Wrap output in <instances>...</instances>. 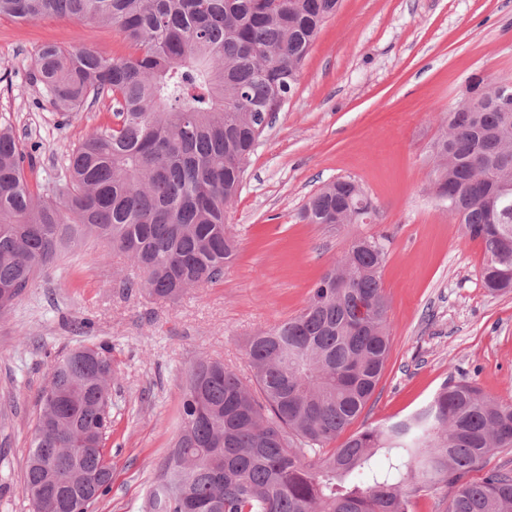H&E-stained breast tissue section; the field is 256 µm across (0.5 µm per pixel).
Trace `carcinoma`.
Wrapping results in <instances>:
<instances>
[{"instance_id":"1","label":"carcinoma","mask_w":512,"mask_h":512,"mask_svg":"<svg viewBox=\"0 0 512 512\" xmlns=\"http://www.w3.org/2000/svg\"><path fill=\"white\" fill-rule=\"evenodd\" d=\"M339 0H0V17L112 24L132 52L48 44L34 79L55 107L102 100L114 121L90 131L62 173L31 183L36 163L0 128V314L35 287L62 251L93 236L139 272L127 291L174 302L222 280L237 242L229 213L253 147L295 89L303 60ZM487 83L456 108L434 143L437 195L479 239L481 272L512 292V111ZM376 208L340 178L305 204L310 224H371ZM386 237L353 239L296 315L247 339L252 381L200 358L187 372L181 433L148 499L149 512H411L412 497L450 489L448 512H512V469L468 473L512 448V402L469 382L445 384L396 421L336 440L363 412L390 342L380 269ZM69 350L38 395L23 491L30 512H84L111 489L81 475L112 467V393L101 381L112 347Z\"/></svg>"}]
</instances>
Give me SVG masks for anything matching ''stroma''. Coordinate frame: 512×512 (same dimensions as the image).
Instances as JSON below:
<instances>
[{"instance_id": "obj_1", "label": "stroma", "mask_w": 512, "mask_h": 512, "mask_svg": "<svg viewBox=\"0 0 512 512\" xmlns=\"http://www.w3.org/2000/svg\"><path fill=\"white\" fill-rule=\"evenodd\" d=\"M47 43L129 52L112 26L0 19V124L13 126L43 183L112 119L107 101L67 116L51 105L31 76ZM480 78L512 84V0H340L246 165L230 220L238 249L219 283L156 301L123 290L127 261L89 240L0 314V512H28L35 399L54 361L98 340L112 344V488L94 512H146L190 367L206 355L249 378L248 337L303 309L356 236L386 238L391 348L352 431L414 412L451 381L512 402V293L485 288L483 244L432 189L433 143ZM347 177L377 206L375 223L301 221L313 194Z\"/></svg>"}]
</instances>
